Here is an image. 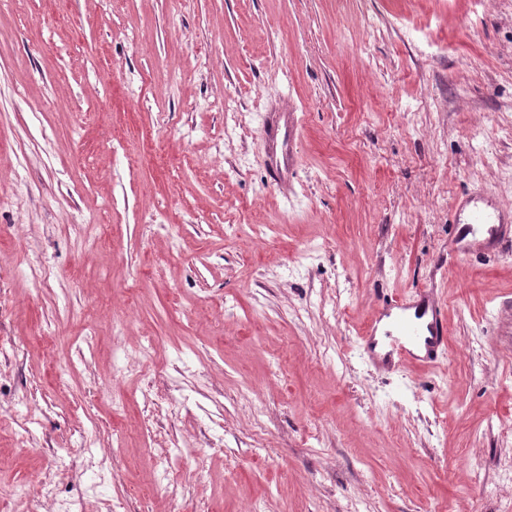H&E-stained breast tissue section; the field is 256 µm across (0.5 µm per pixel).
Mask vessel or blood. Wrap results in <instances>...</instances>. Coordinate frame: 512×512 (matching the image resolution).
I'll return each instance as SVG.
<instances>
[{
    "label": "vessel or blood",
    "mask_w": 512,
    "mask_h": 512,
    "mask_svg": "<svg viewBox=\"0 0 512 512\" xmlns=\"http://www.w3.org/2000/svg\"><path fill=\"white\" fill-rule=\"evenodd\" d=\"M267 124L269 178L284 185L293 164L288 138L298 120L295 114L274 108L267 114ZM454 220L460 252L512 242V212L491 196L467 198L458 204ZM447 347V309L430 288L379 299L361 336V348L369 364L385 371L435 365L439 353Z\"/></svg>",
    "instance_id": "obj_1"
}]
</instances>
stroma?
<instances>
[{
    "label": "stroma",
    "mask_w": 512,
    "mask_h": 512,
    "mask_svg": "<svg viewBox=\"0 0 512 512\" xmlns=\"http://www.w3.org/2000/svg\"><path fill=\"white\" fill-rule=\"evenodd\" d=\"M482 191L512 210V0H0L6 512H512ZM416 288L448 354L375 370ZM269 130V165L268 174L273 183L287 185L288 171L293 164V157L288 152V137L298 124L295 113L282 112L272 108L267 113ZM454 221L460 252L512 242V211L509 213L491 196L475 195L458 204ZM361 336L369 364L385 371L434 366L448 347L447 309L433 289L379 299ZM385 325V329H382Z\"/></svg>",
    "instance_id": "35a3bbf8"
}]
</instances>
